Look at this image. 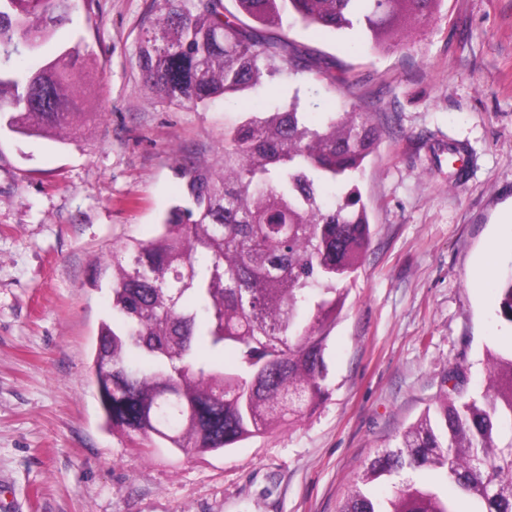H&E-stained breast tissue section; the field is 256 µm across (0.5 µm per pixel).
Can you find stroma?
Segmentation results:
<instances>
[{
  "instance_id": "1",
  "label": "stroma",
  "mask_w": 512,
  "mask_h": 512,
  "mask_svg": "<svg viewBox=\"0 0 512 512\" xmlns=\"http://www.w3.org/2000/svg\"><path fill=\"white\" fill-rule=\"evenodd\" d=\"M150 0H96L63 40L92 71L79 141L0 129V512H339L358 474L454 368L487 383L512 348L494 284L512 266V0H442L401 49L301 24L288 36L332 76L281 73L192 111L160 102L139 65ZM299 95L369 112L381 139L358 182L371 223L327 349L330 394L289 428L186 456L112 431L91 378L113 248L151 238L182 199L183 158L214 166L225 124ZM465 147L452 179L449 143ZM492 260L490 281L475 276Z\"/></svg>"
}]
</instances>
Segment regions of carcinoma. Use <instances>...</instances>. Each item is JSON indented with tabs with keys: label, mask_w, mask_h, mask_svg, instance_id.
<instances>
[{
	"label": "carcinoma",
	"mask_w": 512,
	"mask_h": 512,
	"mask_svg": "<svg viewBox=\"0 0 512 512\" xmlns=\"http://www.w3.org/2000/svg\"><path fill=\"white\" fill-rule=\"evenodd\" d=\"M234 2L151 0L139 59L158 98L196 110L286 70L323 78L288 37L290 21L397 49L400 27L429 22L441 0ZM76 8L0 0V128L60 143L84 135L94 113L83 111L79 47L56 40ZM378 140L369 113L316 119L295 95L225 127L220 168L181 167L187 205H173L155 237L112 250V320L92 364L112 430L206 454L316 410L329 333L371 241L356 180ZM498 294L512 324V274ZM227 350L233 367L218 358ZM486 357L482 397L445 395L426 409L370 460L340 512H456L445 483L476 512H512V352ZM382 480L388 496L371 491Z\"/></svg>",
	"instance_id": "obj_1"
}]
</instances>
